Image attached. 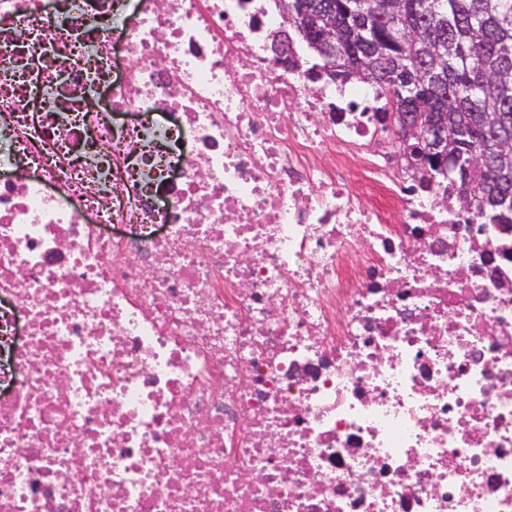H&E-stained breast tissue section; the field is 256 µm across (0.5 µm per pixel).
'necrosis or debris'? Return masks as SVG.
<instances>
[{"mask_svg":"<svg viewBox=\"0 0 512 512\" xmlns=\"http://www.w3.org/2000/svg\"><path fill=\"white\" fill-rule=\"evenodd\" d=\"M275 0H0V512H512V223Z\"/></svg>","mask_w":512,"mask_h":512,"instance_id":"necrosis-or-debris-1","label":"necrosis or debris"}]
</instances>
